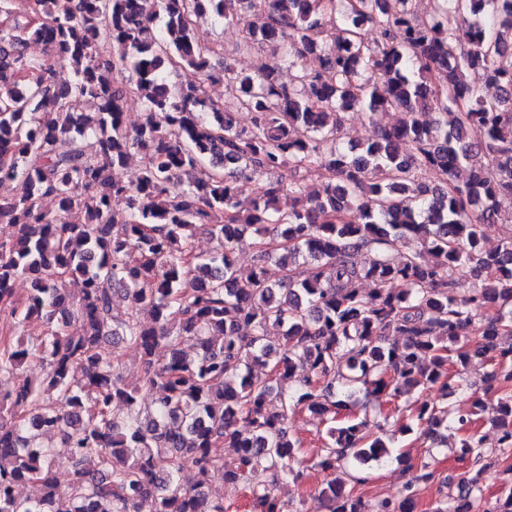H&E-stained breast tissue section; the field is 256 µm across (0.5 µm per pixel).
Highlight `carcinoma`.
I'll return each instance as SVG.
<instances>
[{"label": "carcinoma", "mask_w": 512, "mask_h": 512, "mask_svg": "<svg viewBox=\"0 0 512 512\" xmlns=\"http://www.w3.org/2000/svg\"><path fill=\"white\" fill-rule=\"evenodd\" d=\"M413 2L31 0L25 26H0V184L23 185L0 195V223L17 229L0 241V307L23 331L42 330L35 345L0 343V375L34 357L45 364L39 379L0 388V512H224V498L208 493L217 478L250 485L252 512H311L275 494L301 476L288 412L331 415L357 390H439L438 401L411 403L432 447L467 429L494 393L498 450L512 449V234L488 249L483 233L512 195V0H432L426 20ZM248 11L264 24L252 26ZM206 13L239 28L240 51L281 62L247 74L226 59L214 71L215 49L193 35ZM29 38L64 55L69 74L28 56ZM307 57L318 69L283 85L281 63ZM169 68L182 75L175 87ZM470 70L483 84L467 81ZM207 81L224 82L227 100L207 99ZM135 96L145 118L129 127ZM72 98L94 112L70 111ZM241 110L247 128L234 121ZM349 111L401 118L354 145L343 137ZM135 154L136 182L116 179ZM302 171L319 174L318 189L303 190ZM261 178L263 195L247 196ZM199 230L223 251L195 253ZM246 242L259 264L243 274L233 254ZM269 260L282 271L275 282ZM458 273L474 281L461 296ZM22 275L23 304L13 299ZM68 279L81 280L77 302ZM117 295L130 304L122 320ZM109 343L136 347L138 385L122 383ZM474 360L492 365L481 395L466 377ZM456 394L471 407L450 406ZM328 437L325 471L392 457L394 439L365 419L347 417ZM223 448L236 451L231 468ZM60 451L73 465L64 494L51 466ZM457 453L468 469L435 512H512L509 470L495 506L482 505L495 449L472 430ZM186 467L191 486L177 479ZM434 479L425 463L398 496L372 503L334 477L318 498L328 512H414ZM19 484L39 495L19 497Z\"/></svg>", "instance_id": "obj_1"}]
</instances>
